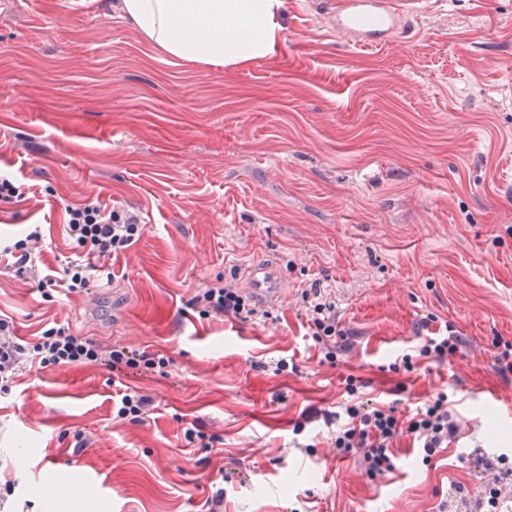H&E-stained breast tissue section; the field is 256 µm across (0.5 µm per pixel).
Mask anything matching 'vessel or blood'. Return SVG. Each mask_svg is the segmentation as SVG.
Instances as JSON below:
<instances>
[{"label":"vessel or blood","instance_id":"obj_1","mask_svg":"<svg viewBox=\"0 0 512 512\" xmlns=\"http://www.w3.org/2000/svg\"><path fill=\"white\" fill-rule=\"evenodd\" d=\"M417 0H336L329 30L362 47H373L397 29L404 17L417 12ZM252 288L268 301L280 297L283 277L262 265L252 268Z\"/></svg>","mask_w":512,"mask_h":512}]
</instances>
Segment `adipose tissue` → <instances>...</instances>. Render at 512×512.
<instances>
[{"label":"adipose tissue","instance_id":"adipose-tissue-1","mask_svg":"<svg viewBox=\"0 0 512 512\" xmlns=\"http://www.w3.org/2000/svg\"><path fill=\"white\" fill-rule=\"evenodd\" d=\"M284 0H121L119 9L179 64L235 68L273 55Z\"/></svg>","mask_w":512,"mask_h":512}]
</instances>
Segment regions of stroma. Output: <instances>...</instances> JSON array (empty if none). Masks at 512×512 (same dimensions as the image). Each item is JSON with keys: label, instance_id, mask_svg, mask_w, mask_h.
<instances>
[{"label": "stroma", "instance_id": "35a3bbf8", "mask_svg": "<svg viewBox=\"0 0 512 512\" xmlns=\"http://www.w3.org/2000/svg\"><path fill=\"white\" fill-rule=\"evenodd\" d=\"M327 8L285 0L274 56L228 69L170 62L117 0H0V172L23 191L0 204V246L42 229L33 273L0 256V319L24 345L61 326L170 360L19 372L0 393V512H207L219 481L224 512H439L455 484L481 491L477 456L512 454V375L490 350L512 339V0H423L372 48L328 33ZM90 195L142 234L93 292L40 286L85 260L65 209ZM257 262L284 277L274 302L250 289ZM219 278L258 315L200 316L190 300ZM315 282L352 335L333 364ZM429 316L467 347L390 371ZM350 375L406 417L448 392L466 438L428 463L402 438L368 480L334 456L335 426L301 421L345 402ZM131 391L145 420L114 415ZM193 424L219 444L187 443Z\"/></svg>", "mask_w": 512, "mask_h": 512}]
</instances>
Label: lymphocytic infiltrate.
<instances>
[{
    "label": "lymphocytic infiltrate",
    "instance_id": "1",
    "mask_svg": "<svg viewBox=\"0 0 512 512\" xmlns=\"http://www.w3.org/2000/svg\"><path fill=\"white\" fill-rule=\"evenodd\" d=\"M67 215L73 242L88 256L98 259L119 254L143 230L134 213L103 206L96 200L88 199L68 208ZM309 295L312 299L309 327L313 340L323 360L335 362L338 353L350 347L351 335L341 328L336 318V304L323 295L319 284L311 285ZM191 304L205 316L239 318L256 313L235 288L220 280L199 289ZM463 345L462 336L449 325L445 330L426 335L415 353L403 354L390 368L411 372L426 362L441 363L456 355ZM26 359L38 361L44 367L102 365L122 374L151 373L166 364L165 359L147 351L123 344L104 346L64 327L46 330L37 342L27 347L16 341L9 322L1 319L0 383L12 380ZM345 391L351 401L344 404L342 410L322 414L311 408L303 417L308 421L320 417L328 424L340 421L332 442L333 450L337 458L355 459L369 480L385 478L394 470V448L401 435H410L424 460L429 461L440 449L458 441L461 434V423L447 392L427 396L411 418L405 419L396 406L360 399L356 378H347ZM477 465L484 477L481 495L470 496L463 486H456L453 499L445 503L450 512H502L503 507L512 504V484L503 480L505 474L512 472V456L505 453L483 455Z\"/></svg>",
    "mask_w": 512,
    "mask_h": 512
}]
</instances>
